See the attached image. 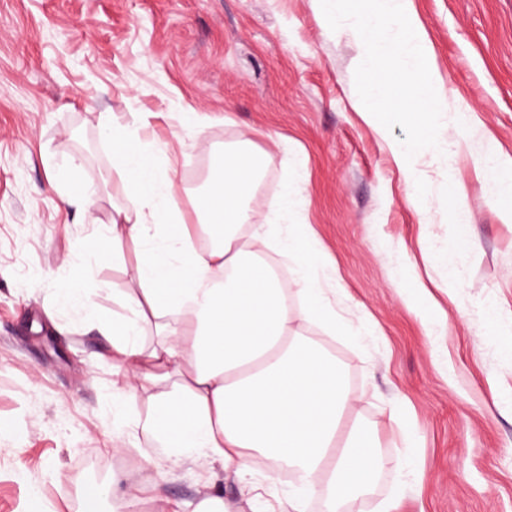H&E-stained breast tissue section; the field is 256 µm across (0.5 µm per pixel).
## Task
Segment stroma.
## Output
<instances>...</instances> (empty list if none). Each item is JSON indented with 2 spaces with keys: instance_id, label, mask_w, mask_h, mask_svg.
I'll return each mask as SVG.
<instances>
[{
  "instance_id": "obj_1",
  "label": "stroma",
  "mask_w": 512,
  "mask_h": 512,
  "mask_svg": "<svg viewBox=\"0 0 512 512\" xmlns=\"http://www.w3.org/2000/svg\"><path fill=\"white\" fill-rule=\"evenodd\" d=\"M449 101L439 138L408 179L404 132L363 114L351 25L331 30L314 0H0V512H82V488L122 482L101 512H195L222 497L252 512L250 487L286 499L294 476L249 481L177 457L144 421L157 391L112 365L101 319L146 244L102 246L112 208L132 206L112 134L138 128L172 168L186 223L217 149L249 138L264 175L255 221L305 225L336 324L289 329L342 366L353 412L375 432V483L336 512H512V222L478 164L512 159V0H410ZM469 113L468 128L456 112ZM456 193H449V185ZM291 190L294 206L278 202ZM461 225L449 223V214ZM90 289L75 307L67 289ZM396 412L397 424L386 421Z\"/></svg>"
}]
</instances>
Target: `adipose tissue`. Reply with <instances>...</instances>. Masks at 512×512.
Segmentation results:
<instances>
[{
    "label": "adipose tissue",
    "instance_id": "adipose-tissue-1",
    "mask_svg": "<svg viewBox=\"0 0 512 512\" xmlns=\"http://www.w3.org/2000/svg\"><path fill=\"white\" fill-rule=\"evenodd\" d=\"M112 144L136 202L115 208L109 233L138 242L158 235L167 244L166 255L149 254L135 270L131 317L99 326L118 367L146 385L175 383L157 398L145 430L177 454L219 462L237 478L256 464L293 468L298 485L289 512H301L306 497L324 495L332 506L369 485L379 467L376 437L368 425L345 422L352 405L343 370L288 331L291 293L301 296L303 316L332 322L336 313L313 254L298 238L283 241L268 225L253 224L247 199L260 166L241 170V148L225 150L222 178L196 197V221L186 224L177 208L159 205V195L174 198L178 186L137 131L119 132ZM204 237L211 244L202 249ZM269 247L299 255L297 290L263 258ZM172 309L185 314L175 331L166 319ZM148 323L158 336L150 348L138 340Z\"/></svg>",
    "mask_w": 512,
    "mask_h": 512
}]
</instances>
